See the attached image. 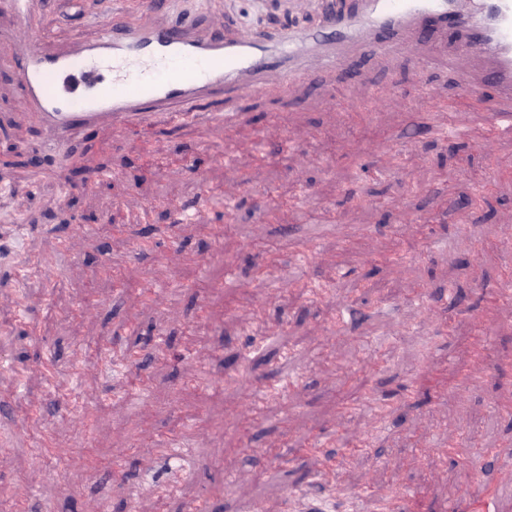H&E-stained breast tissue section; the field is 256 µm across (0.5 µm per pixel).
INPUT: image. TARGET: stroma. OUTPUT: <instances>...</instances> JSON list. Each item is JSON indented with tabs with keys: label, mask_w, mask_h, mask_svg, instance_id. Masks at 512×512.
<instances>
[{
	"label": "stroma",
	"mask_w": 512,
	"mask_h": 512,
	"mask_svg": "<svg viewBox=\"0 0 512 512\" xmlns=\"http://www.w3.org/2000/svg\"><path fill=\"white\" fill-rule=\"evenodd\" d=\"M48 2L40 46L97 34L80 22L76 0ZM357 4L173 0V12L221 37L302 30ZM455 90V77L419 67L414 54L379 63L357 55L333 82L313 75L281 99L217 100L187 124L147 134L87 131L72 149L89 163L59 174L41 155L44 134L21 107L15 70L1 65L0 401L11 409L0 413V512L18 499L29 512H155L161 500L167 512H190L205 495L214 512H284L286 489L321 470L302 453L313 441L336 462L323 512H375L367 482L408 492V512H512V415L495 408L512 395V305L492 300L512 248V130L484 150L491 113L459 112L464 137L435 134ZM216 111L246 118L227 137L213 126ZM274 112L286 113L287 127L271 122ZM287 138L305 166L280 152ZM87 219L90 243L77 236ZM113 223L124 232L112 234ZM148 226L155 253L131 254L130 239ZM70 235L71 252L57 253ZM301 236L315 244L312 261L296 250ZM108 258L126 293L102 277ZM192 280L207 290L189 288ZM146 283L161 296L134 302ZM269 284L263 313L242 305ZM422 292L433 315L417 304ZM91 293L93 315L73 320ZM345 310L352 318L324 338L327 314ZM477 324L488 362L459 393ZM140 337L154 357L138 372L142 394L123 359ZM44 356L55 363L50 389L37 370ZM364 379L389 409L355 403ZM283 384L287 394L277 395ZM249 387L264 398L246 440L233 414ZM350 401L353 413L339 415ZM176 423V453L158 454L143 438V429L158 438ZM43 429L63 456L33 455ZM283 432L288 446L272 459L266 450ZM86 438L101 454H122L120 474L89 468Z\"/></svg>",
	"instance_id": "obj_1"
}]
</instances>
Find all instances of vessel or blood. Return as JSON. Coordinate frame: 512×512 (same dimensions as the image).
Returning <instances> with one entry per match:
<instances>
[{
  "label": "vessel or blood",
  "mask_w": 512,
  "mask_h": 512,
  "mask_svg": "<svg viewBox=\"0 0 512 512\" xmlns=\"http://www.w3.org/2000/svg\"><path fill=\"white\" fill-rule=\"evenodd\" d=\"M0 6L15 16L26 46L20 54L1 52L0 62L16 68L26 88L23 108L45 131V154L61 170L74 162L69 142L79 128L147 129L165 120L171 103L191 111L219 96H276L312 71H332L348 53L379 59L395 48H417L432 25L456 33L445 68L482 63L456 103L495 113L501 128H512V0H362L360 13H328L308 31L243 30L227 40L172 23L165 0H137L131 13L81 0V17L97 21L99 34L60 51L36 44L45 0ZM488 83L497 86L496 98L485 96Z\"/></svg>",
  "instance_id": "b4317fda"
}]
</instances>
